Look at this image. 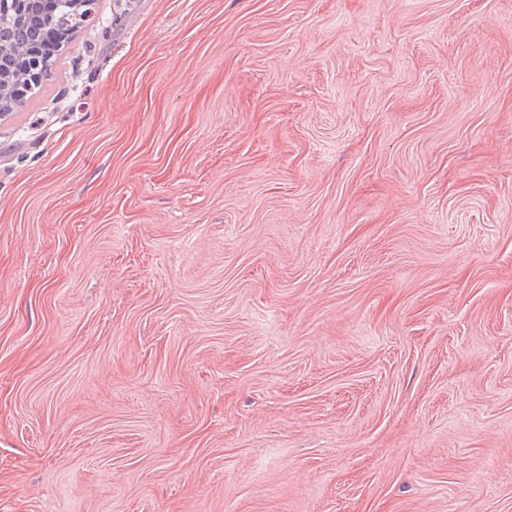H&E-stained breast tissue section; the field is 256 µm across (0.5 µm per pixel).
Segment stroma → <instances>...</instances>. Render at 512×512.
Returning <instances> with one entry per match:
<instances>
[{"label": "stroma", "mask_w": 512, "mask_h": 512, "mask_svg": "<svg viewBox=\"0 0 512 512\" xmlns=\"http://www.w3.org/2000/svg\"><path fill=\"white\" fill-rule=\"evenodd\" d=\"M0 115V512H512V0H95Z\"/></svg>", "instance_id": "obj_1"}]
</instances>
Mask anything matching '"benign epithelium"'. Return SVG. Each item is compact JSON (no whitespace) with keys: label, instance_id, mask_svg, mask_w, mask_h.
I'll return each mask as SVG.
<instances>
[{"label":"benign epithelium","instance_id":"7a95c632","mask_svg":"<svg viewBox=\"0 0 512 512\" xmlns=\"http://www.w3.org/2000/svg\"><path fill=\"white\" fill-rule=\"evenodd\" d=\"M93 0H0V25L33 31L27 41L0 46V112L35 97L50 74L51 54L94 22Z\"/></svg>","mask_w":512,"mask_h":512}]
</instances>
